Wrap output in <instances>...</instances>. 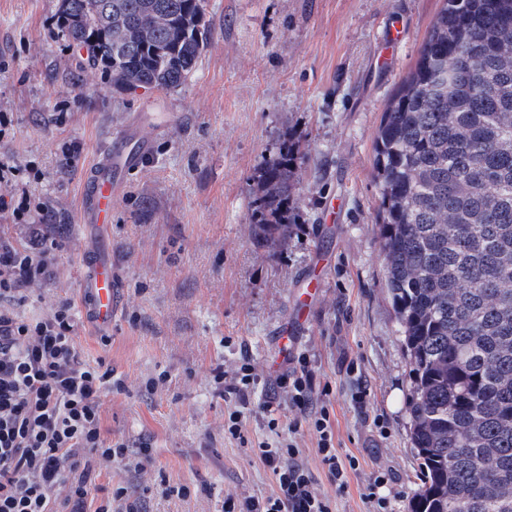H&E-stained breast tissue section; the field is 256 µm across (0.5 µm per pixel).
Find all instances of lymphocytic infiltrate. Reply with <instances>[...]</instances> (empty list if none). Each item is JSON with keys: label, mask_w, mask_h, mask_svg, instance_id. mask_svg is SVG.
Listing matches in <instances>:
<instances>
[{"label": "lymphocytic infiltrate", "mask_w": 512, "mask_h": 512, "mask_svg": "<svg viewBox=\"0 0 512 512\" xmlns=\"http://www.w3.org/2000/svg\"><path fill=\"white\" fill-rule=\"evenodd\" d=\"M27 169L0 155V183L12 191L0 195V220L36 224L46 209L31 195ZM55 240L34 232L30 244L14 243L0 234V512H83L91 493L89 473L96 461H125L131 452L123 440L105 438L102 398L122 390L101 363L81 357L75 342L77 312L63 299L43 315L24 310L29 287L46 280L55 263ZM259 375L243 361L233 376L217 372L214 382L228 404L224 433L243 439L248 390ZM287 389L280 398L279 389ZM290 404L296 416L289 435L277 445H260L255 453L273 474L278 490L269 496L226 497L224 512H333L330 498L319 492L300 460L294 440L309 425L318 453L337 489L348 483L355 458H340L333 444V421L326 401L314 384L306 354L267 392L261 410L269 428H278L276 413Z\"/></svg>", "instance_id": "lymphocytic-infiltrate-1"}]
</instances>
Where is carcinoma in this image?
Returning <instances> with one entry per match:
<instances>
[{"label": "carcinoma", "instance_id": "1", "mask_svg": "<svg viewBox=\"0 0 512 512\" xmlns=\"http://www.w3.org/2000/svg\"><path fill=\"white\" fill-rule=\"evenodd\" d=\"M112 17L141 29L127 47ZM88 70L176 89L208 45L207 0H59ZM380 248L409 357L421 488L410 512H512V0H444L374 144ZM303 161L288 145L253 191L279 245Z\"/></svg>", "mask_w": 512, "mask_h": 512}]
</instances>
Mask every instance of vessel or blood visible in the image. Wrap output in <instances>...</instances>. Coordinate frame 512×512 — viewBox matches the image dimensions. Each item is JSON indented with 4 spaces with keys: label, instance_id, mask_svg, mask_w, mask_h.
<instances>
[{
    "label": "vessel or blood",
    "instance_id": "b4317fda",
    "mask_svg": "<svg viewBox=\"0 0 512 512\" xmlns=\"http://www.w3.org/2000/svg\"><path fill=\"white\" fill-rule=\"evenodd\" d=\"M149 140L139 138L134 124L114 129L99 150L83 186V224L99 238L112 235V200L125 179L139 167L149 152ZM83 313L99 329L112 326L118 293L112 257L106 252L89 251L79 279Z\"/></svg>",
    "mask_w": 512,
    "mask_h": 512
}]
</instances>
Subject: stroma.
Listing matches in <instances>:
<instances>
[{"label": "stroma", "mask_w": 512, "mask_h": 512, "mask_svg": "<svg viewBox=\"0 0 512 512\" xmlns=\"http://www.w3.org/2000/svg\"><path fill=\"white\" fill-rule=\"evenodd\" d=\"M444 0H208L213 34L183 87L129 90L81 68L56 26L58 0H0V154L30 166L58 244L52 274L28 302L46 313L79 301L91 247L82 186L96 150L129 114L164 124L112 204L119 302L110 344L78 320L83 358L123 382L103 398L106 437L152 448L143 468L97 464L87 512L126 487L134 512H224L228 495L266 496L272 473L252 454L276 441L252 394L244 441L225 438L212 372L250 357L267 379L285 367L276 341L312 360L328 386L335 446L359 467L345 491L328 480L308 428L296 436L336 512H368L373 474L390 468L391 512H408L420 461L410 439L409 359L380 252L374 141L388 101L414 68ZM305 157L284 244L252 224L255 177L284 139ZM82 147L62 159L63 143ZM164 376L155 390L149 378ZM366 392L364 406L353 399ZM383 428H376V421ZM186 487L187 496L175 490Z\"/></svg>", "instance_id": "35a3bbf8"}]
</instances>
